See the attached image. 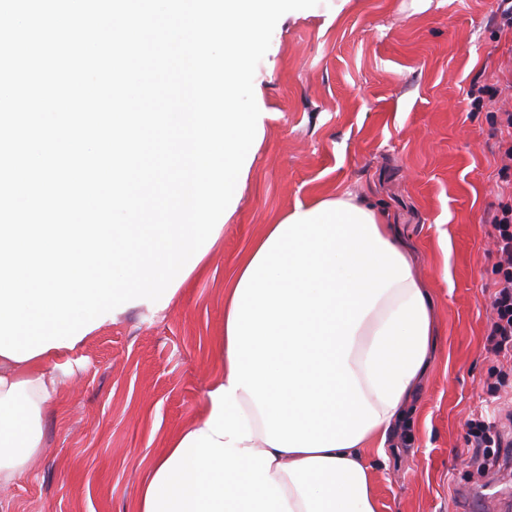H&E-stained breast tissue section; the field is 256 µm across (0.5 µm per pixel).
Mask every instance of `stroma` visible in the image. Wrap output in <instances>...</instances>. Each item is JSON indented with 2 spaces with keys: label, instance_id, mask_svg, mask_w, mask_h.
Wrapping results in <instances>:
<instances>
[{
  "label": "stroma",
  "instance_id": "35a3bbf8",
  "mask_svg": "<svg viewBox=\"0 0 512 512\" xmlns=\"http://www.w3.org/2000/svg\"><path fill=\"white\" fill-rule=\"evenodd\" d=\"M496 0H350L338 17H281L256 81L267 118L238 207L202 272L150 317L99 327L56 375L26 470L0 512H133L166 438L204 414L219 374L224 290L266 224L320 193L382 204L434 306L435 336L407 422L372 461L380 512H512V463L467 462V421L512 392L487 388L501 155L492 117L512 110V28Z\"/></svg>",
  "mask_w": 512,
  "mask_h": 512
}]
</instances>
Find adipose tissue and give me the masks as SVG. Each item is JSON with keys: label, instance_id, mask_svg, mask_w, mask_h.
I'll return each mask as SVG.
<instances>
[{"label": "adipose tissue", "instance_id": "adipose-tissue-1", "mask_svg": "<svg viewBox=\"0 0 512 512\" xmlns=\"http://www.w3.org/2000/svg\"><path fill=\"white\" fill-rule=\"evenodd\" d=\"M433 303L388 214L342 190L267 225L224 291L222 375L166 441L134 512H379L386 455L432 347ZM53 347L0 355V485L41 444Z\"/></svg>", "mask_w": 512, "mask_h": 512}]
</instances>
